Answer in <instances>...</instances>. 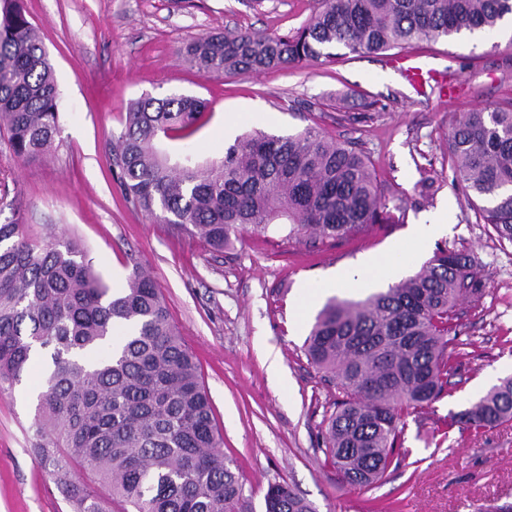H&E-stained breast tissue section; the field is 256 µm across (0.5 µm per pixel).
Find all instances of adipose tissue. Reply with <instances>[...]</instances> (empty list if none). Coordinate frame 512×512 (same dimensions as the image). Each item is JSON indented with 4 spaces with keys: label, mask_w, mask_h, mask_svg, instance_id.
<instances>
[{
    "label": "adipose tissue",
    "mask_w": 512,
    "mask_h": 512,
    "mask_svg": "<svg viewBox=\"0 0 512 512\" xmlns=\"http://www.w3.org/2000/svg\"><path fill=\"white\" fill-rule=\"evenodd\" d=\"M448 227L447 214H439L430 222L413 225L405 244L389 254L364 261L357 269L340 271L330 276L326 284L303 288L298 303L299 313H306L326 293L327 289H366L393 282L403 263L423 254L432 240Z\"/></svg>",
    "instance_id": "obj_1"
}]
</instances>
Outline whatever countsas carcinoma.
Wrapping results in <instances>:
<instances>
[{
  "instance_id": "carcinoma-1",
  "label": "carcinoma",
  "mask_w": 512,
  "mask_h": 512,
  "mask_svg": "<svg viewBox=\"0 0 512 512\" xmlns=\"http://www.w3.org/2000/svg\"><path fill=\"white\" fill-rule=\"evenodd\" d=\"M512 0H319L287 34L228 32L183 54L214 76L285 68L335 49L384 53L420 41L497 29ZM53 66L23 0H0V126L11 157L44 154L59 133ZM207 103L144 96L117 137L126 200L217 252L275 224L288 237L338 240L383 221L374 170L349 142L318 127L254 131L206 166L170 163L159 141L183 142ZM455 186L476 218L512 245V107H483L449 138ZM472 259L439 248L413 275L359 300L330 298L305 341L310 363L342 399L325 419V453L341 483L369 488L404 455L405 417L448 394L458 306L485 283ZM49 352L34 406L38 463L75 512H253L211 412L193 355L154 280L134 265L116 292L69 237L46 243L0 224V381L20 384ZM512 421V376L458 415L474 431ZM98 477L100 488L78 475ZM265 512H316L289 483L268 485Z\"/></svg>"
}]
</instances>
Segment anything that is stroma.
Instances as JSON below:
<instances>
[{
  "instance_id": "obj_1",
  "label": "stroma",
  "mask_w": 512,
  "mask_h": 512,
  "mask_svg": "<svg viewBox=\"0 0 512 512\" xmlns=\"http://www.w3.org/2000/svg\"><path fill=\"white\" fill-rule=\"evenodd\" d=\"M62 97L61 126L42 156L17 161L0 139V222L26 237L65 233L111 288L134 264L153 274L183 343L197 358L224 453L238 468L254 512L269 484L293 485L318 512H506L512 508V422L481 431L459 426L435 444L451 414L479 398L485 372L512 360V245L477 221L455 190L448 135L463 113L512 104V33L459 35L410 47L424 70L443 76L414 90L395 52L342 53L257 74L209 76L181 54L195 38L229 28L286 34L318 0H24ZM149 95L208 103L190 142L199 163L221 160L253 130L294 134L318 124L355 141L374 165L386 220L317 246L282 232L245 233L223 253L147 217L127 202L112 140L131 103ZM447 208L439 247L474 260L485 282L479 305L454 322L451 395L404 421L409 454L373 487L342 484L323 452L321 423L335 390L305 355L315 322H297L302 282L320 284L389 252L410 224ZM278 372H271L270 362ZM16 386L0 387V512H74L36 456L33 410Z\"/></svg>"
}]
</instances>
